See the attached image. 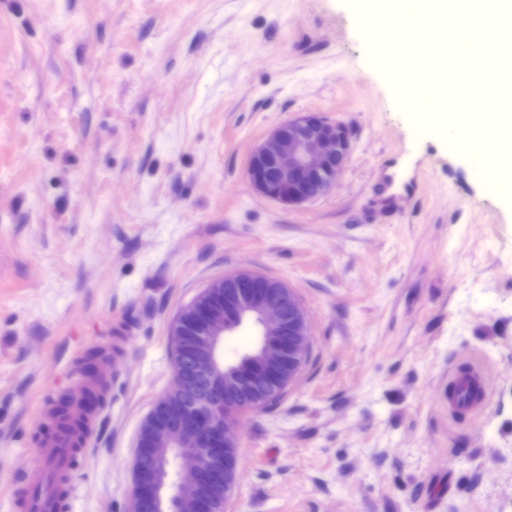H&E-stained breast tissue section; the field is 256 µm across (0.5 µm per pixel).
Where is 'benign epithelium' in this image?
<instances>
[{"mask_svg":"<svg viewBox=\"0 0 512 512\" xmlns=\"http://www.w3.org/2000/svg\"><path fill=\"white\" fill-rule=\"evenodd\" d=\"M351 151L345 125L307 112L275 127L247 161L256 191L288 206L326 194ZM250 318L259 341L245 365L220 367L216 350L234 322ZM195 330L191 355L176 354L173 385L144 421L133 466L131 512H210L237 488L243 416L288 390L310 349L304 308L283 282L252 272L213 281L175 320L171 335Z\"/></svg>","mask_w":512,"mask_h":512,"instance_id":"benign-epithelium-1","label":"benign epithelium"}]
</instances>
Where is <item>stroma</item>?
I'll return each instance as SVG.
<instances>
[{"label": "stroma", "instance_id": "1", "mask_svg": "<svg viewBox=\"0 0 512 512\" xmlns=\"http://www.w3.org/2000/svg\"><path fill=\"white\" fill-rule=\"evenodd\" d=\"M354 0H0V512L55 439L42 416L101 349L104 401L71 512H128L172 322L213 280L292 288L306 365L250 414L224 512H512V201L448 126L419 128ZM306 112L344 123L335 187L260 195L252 150ZM415 191L373 188L405 157ZM478 367L485 410L448 414Z\"/></svg>", "mask_w": 512, "mask_h": 512}]
</instances>
